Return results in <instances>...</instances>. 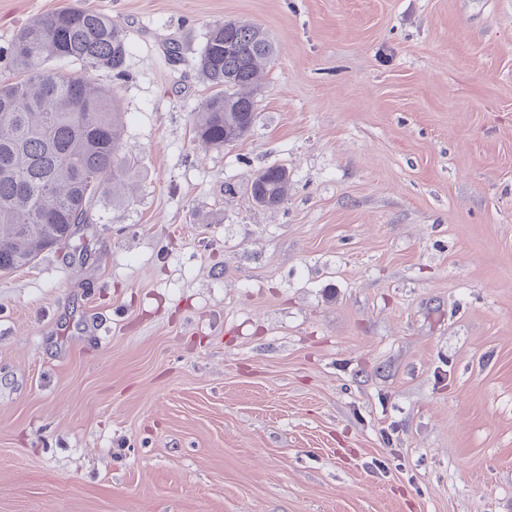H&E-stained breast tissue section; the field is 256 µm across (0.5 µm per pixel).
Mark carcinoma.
<instances>
[{"label":"carcinoma","instance_id":"cac0c4a2","mask_svg":"<svg viewBox=\"0 0 512 512\" xmlns=\"http://www.w3.org/2000/svg\"><path fill=\"white\" fill-rule=\"evenodd\" d=\"M129 51L119 21L75 5L39 15L15 34L8 63L17 80L0 84L1 272L68 247L79 225L93 223L100 199L127 197L133 164L121 152L123 113L92 72L124 76ZM274 55L269 34L255 23L213 27L198 61L211 86L193 115L199 145L220 148L224 136L240 140L250 132L253 88ZM251 195L261 207L283 204L288 170H262Z\"/></svg>","mask_w":512,"mask_h":512}]
</instances>
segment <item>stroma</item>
<instances>
[{"instance_id":"35a3bbf8","label":"stroma","mask_w":512,"mask_h":512,"mask_svg":"<svg viewBox=\"0 0 512 512\" xmlns=\"http://www.w3.org/2000/svg\"><path fill=\"white\" fill-rule=\"evenodd\" d=\"M68 3L132 191L0 273V512H512V0H0V82ZM227 20L276 54L203 150ZM251 195L261 207L275 208L288 197V170L281 166L267 167L254 179Z\"/></svg>"}]
</instances>
